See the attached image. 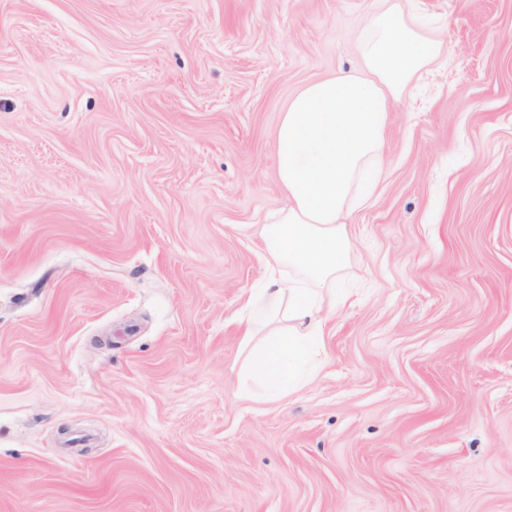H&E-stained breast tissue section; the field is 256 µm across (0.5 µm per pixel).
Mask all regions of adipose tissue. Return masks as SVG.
Segmentation results:
<instances>
[{
  "label": "adipose tissue",
  "mask_w": 512,
  "mask_h": 512,
  "mask_svg": "<svg viewBox=\"0 0 512 512\" xmlns=\"http://www.w3.org/2000/svg\"><path fill=\"white\" fill-rule=\"evenodd\" d=\"M360 66L303 87L283 109L276 133L280 190L289 200L258 236L265 304L240 324L242 344L266 333L243 379L247 398L288 396L307 381L324 349L351 241L344 219L377 188L390 101L444 59L442 43L407 0H379L357 40Z\"/></svg>",
  "instance_id": "ef3b65f1"
}]
</instances>
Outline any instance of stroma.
<instances>
[{"mask_svg": "<svg viewBox=\"0 0 512 512\" xmlns=\"http://www.w3.org/2000/svg\"><path fill=\"white\" fill-rule=\"evenodd\" d=\"M412 2L448 64L390 109L320 366L261 401L246 227L374 0H0V512H512V0Z\"/></svg>", "mask_w": 512, "mask_h": 512, "instance_id": "stroma-1", "label": "stroma"}]
</instances>
